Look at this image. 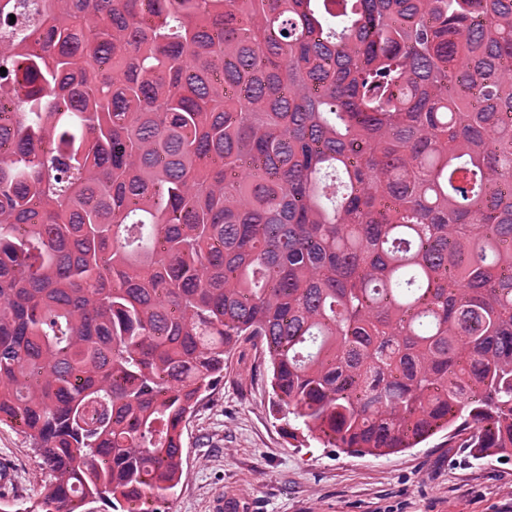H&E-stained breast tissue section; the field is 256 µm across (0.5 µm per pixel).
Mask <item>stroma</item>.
I'll use <instances>...</instances> for the list:
<instances>
[{
  "mask_svg": "<svg viewBox=\"0 0 512 512\" xmlns=\"http://www.w3.org/2000/svg\"><path fill=\"white\" fill-rule=\"evenodd\" d=\"M259 341L241 339L224 378L186 425L184 473L159 512H213L218 496L240 512H512V455L477 458L469 431L440 433L414 448L374 456L291 438L270 407ZM0 512H20L47 480L22 434L0 425Z\"/></svg>",
  "mask_w": 512,
  "mask_h": 512,
  "instance_id": "obj_1",
  "label": "stroma"
}]
</instances>
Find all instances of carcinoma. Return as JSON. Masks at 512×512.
<instances>
[{"label":"carcinoma","mask_w":512,"mask_h":512,"mask_svg":"<svg viewBox=\"0 0 512 512\" xmlns=\"http://www.w3.org/2000/svg\"><path fill=\"white\" fill-rule=\"evenodd\" d=\"M0 0V423L25 512L165 500L240 338L350 451L512 455V0ZM3 467L11 470L12 480L6 486H0V512H5L3 509L7 512H24L21 508L38 497L48 476L41 460L27 447L23 435L5 424L0 425L1 484L8 479Z\"/></svg>","instance_id":"cac0c4a2"}]
</instances>
